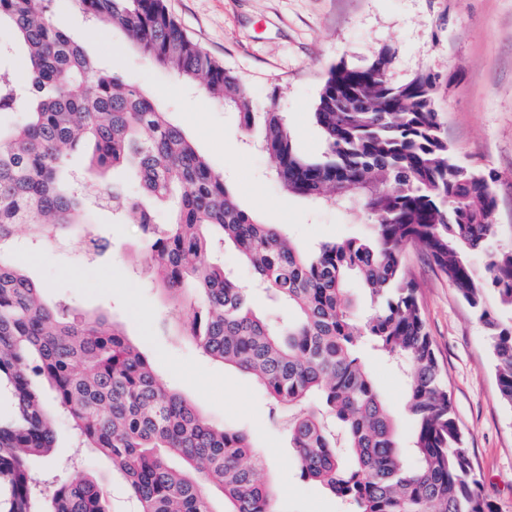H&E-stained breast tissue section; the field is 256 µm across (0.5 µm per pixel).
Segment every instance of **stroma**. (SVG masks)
<instances>
[{
	"label": "stroma",
	"mask_w": 512,
	"mask_h": 512,
	"mask_svg": "<svg viewBox=\"0 0 512 512\" xmlns=\"http://www.w3.org/2000/svg\"><path fill=\"white\" fill-rule=\"evenodd\" d=\"M182 29L212 58L243 79L257 107L276 99L297 148L324 149L313 112L330 69L360 65L380 47L395 48L393 74L403 80L426 69L442 76L436 108L455 159L494 171L500 232L495 250L512 248V0H165ZM58 25L125 82L153 97L170 121L225 174L239 203L279 225L301 248L367 233L362 217L342 208H316L288 195L267 176L270 160L242 144L235 113L224 111L167 71L145 65L120 31L90 26L67 0H53ZM87 233L107 239L109 258L92 257L78 239L51 247L31 242L27 273L46 284L48 302L102 314L126 327L174 392L219 425L244 428L263 454L277 512H345L344 503L299 475L288 435L269 415L268 402L246 374L202 355L169 319L172 302L152 280L135 244L134 224H116L110 211L90 212ZM421 286L427 330L448 383L465 446L495 512H512V407L499 401L494 357L485 330L422 246L406 249ZM368 366L396 414L406 389L397 369L377 356ZM56 454L77 458L103 486L110 512H136L109 462L79 446L64 417L55 419Z\"/></svg>",
	"instance_id": "35a3bbf8"
}]
</instances>
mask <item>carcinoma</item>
<instances>
[{
  "label": "carcinoma",
  "instance_id": "cac0c4a2",
  "mask_svg": "<svg viewBox=\"0 0 512 512\" xmlns=\"http://www.w3.org/2000/svg\"><path fill=\"white\" fill-rule=\"evenodd\" d=\"M52 2L0 0V28L24 51L15 69L0 72V112L25 115L0 125V384L14 402L0 423L4 512H109L89 477L49 491L33 480L34 460L55 462L50 404L82 446L123 477L138 512H276L264 460L247 434L212 423L170 390L106 317L46 304L13 249L20 226L41 243L88 223L90 194L101 185L93 170L110 168L124 169L129 182L110 184L98 200L138 226L148 271L180 308L183 331L201 353L251 376L271 413L288 409L302 479L348 512H494L405 259L407 246L422 244L473 309L496 362L500 399L512 407V323L484 302L491 289L512 308V251L490 256L481 272L472 262L496 234L495 176L454 160L435 107L440 76L420 70L394 80L390 46L363 65L334 66L313 112L325 149L308 158L294 146L276 97L258 109L163 0H71L91 23L121 30L149 66L236 112L289 194L324 205L353 200L371 224L366 236L302 252L278 225L240 205L167 112L57 27ZM145 197L170 204L165 223ZM221 247L251 269L252 287L214 260ZM354 282L368 300L361 312ZM256 290L282 307L280 320L255 312ZM364 347L404 368L405 446Z\"/></svg>",
  "mask_w": 512,
  "mask_h": 512
}]
</instances>
